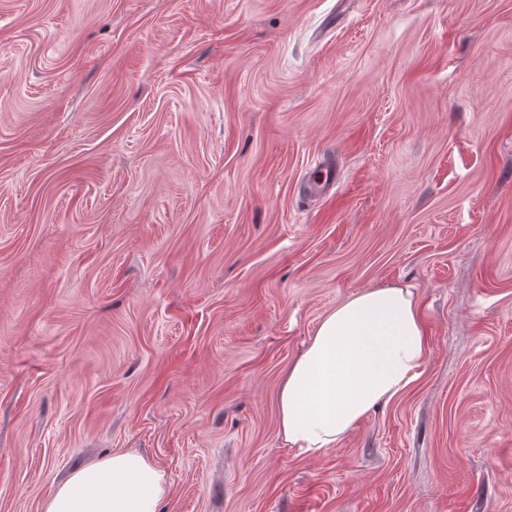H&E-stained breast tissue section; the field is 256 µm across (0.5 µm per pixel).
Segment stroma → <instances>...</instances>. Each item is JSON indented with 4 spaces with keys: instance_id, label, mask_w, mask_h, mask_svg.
I'll return each instance as SVG.
<instances>
[{
    "instance_id": "obj_1",
    "label": "stroma",
    "mask_w": 512,
    "mask_h": 512,
    "mask_svg": "<svg viewBox=\"0 0 512 512\" xmlns=\"http://www.w3.org/2000/svg\"><path fill=\"white\" fill-rule=\"evenodd\" d=\"M390 285L419 376L288 447L289 366ZM123 450L160 512H512V0H0V512ZM338 173L334 163L322 161L316 164L308 186L307 195L313 196L336 186Z\"/></svg>"
}]
</instances>
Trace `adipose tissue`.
Instances as JSON below:
<instances>
[{
	"label": "adipose tissue",
	"instance_id": "ef3b65f1",
	"mask_svg": "<svg viewBox=\"0 0 512 512\" xmlns=\"http://www.w3.org/2000/svg\"><path fill=\"white\" fill-rule=\"evenodd\" d=\"M429 354L411 288H372L320 320L277 397L289 447L311 456L336 447L373 408L419 375ZM164 471L134 450L83 467L44 500L42 512H158Z\"/></svg>",
	"mask_w": 512,
	"mask_h": 512
}]
</instances>
